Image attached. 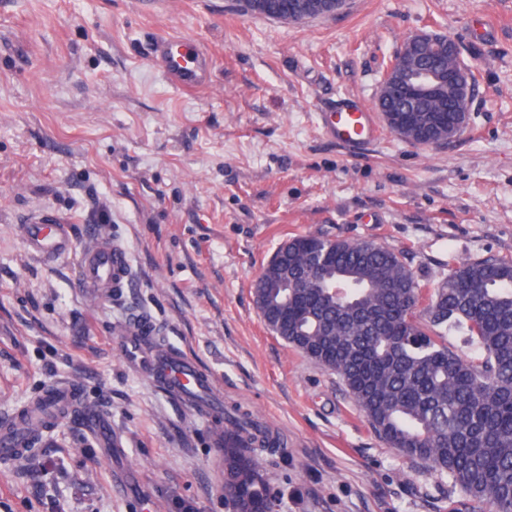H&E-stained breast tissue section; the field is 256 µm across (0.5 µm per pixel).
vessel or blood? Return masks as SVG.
Returning a JSON list of instances; mask_svg holds the SVG:
<instances>
[{
  "instance_id": "b4317fda",
  "label": "vessel or blood",
  "mask_w": 512,
  "mask_h": 512,
  "mask_svg": "<svg viewBox=\"0 0 512 512\" xmlns=\"http://www.w3.org/2000/svg\"><path fill=\"white\" fill-rule=\"evenodd\" d=\"M164 77L185 91L192 92L208 79L209 60L195 41L183 36H168L155 48ZM323 132L336 144L361 150L377 142L381 127L373 112L356 97L330 102L319 114ZM27 250L41 258L66 255L73 247L69 225L27 224L23 227ZM81 282L92 293L104 295L115 288L128 287L130 265L126 250L109 239L98 237L83 251L80 261ZM142 328L130 325L126 347L136 353L147 350ZM142 370L163 392L193 410L213 415L221 413L224 401L211 377L202 373L186 355L175 349L147 350ZM78 384L67 382L44 393L29 408L27 415L0 424V459L10 460L21 454L29 442V420L33 417L60 416L79 398ZM82 419L96 432L103 447L114 444L105 416L94 407L84 408Z\"/></svg>"
}]
</instances>
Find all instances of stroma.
I'll list each match as a JSON object with an SVG mask.
<instances>
[{
  "label": "stroma",
  "instance_id": "stroma-1",
  "mask_svg": "<svg viewBox=\"0 0 512 512\" xmlns=\"http://www.w3.org/2000/svg\"><path fill=\"white\" fill-rule=\"evenodd\" d=\"M423 32L454 39L475 75L465 132L426 148L388 129L357 152L327 141L323 106H373ZM174 33L209 58L192 93L152 59ZM52 216L75 248L46 262L20 227ZM91 226L132 262L106 297L80 286ZM306 234L386 245L423 284L512 258V0H346L298 24L244 0H0V420L70 378L125 450L111 463L65 417L0 462V512H228L219 420L134 370L119 336L134 313L282 439L257 455L276 512H491L387 447L336 373L265 325L254 284Z\"/></svg>",
  "mask_w": 512,
  "mask_h": 512
}]
</instances>
